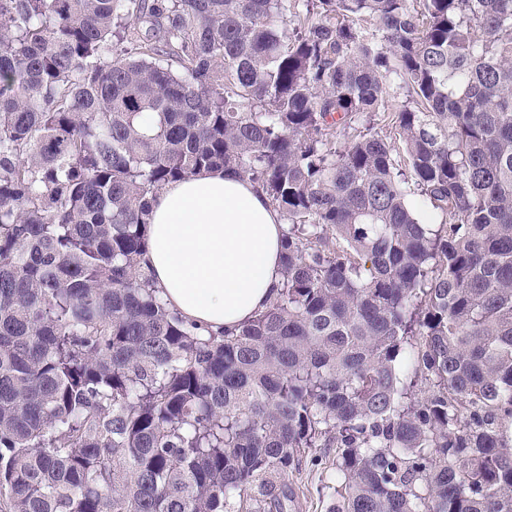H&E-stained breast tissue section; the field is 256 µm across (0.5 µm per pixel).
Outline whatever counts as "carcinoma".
I'll return each instance as SVG.
<instances>
[{
	"mask_svg": "<svg viewBox=\"0 0 512 512\" xmlns=\"http://www.w3.org/2000/svg\"><path fill=\"white\" fill-rule=\"evenodd\" d=\"M218 167L283 275L205 333L141 256ZM306 448L332 512H512V0H0V512H283Z\"/></svg>",
	"mask_w": 512,
	"mask_h": 512,
	"instance_id": "1",
	"label": "carcinoma"
}]
</instances>
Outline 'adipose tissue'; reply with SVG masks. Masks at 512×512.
<instances>
[{
	"label": "adipose tissue",
	"mask_w": 512,
	"mask_h": 512,
	"mask_svg": "<svg viewBox=\"0 0 512 512\" xmlns=\"http://www.w3.org/2000/svg\"><path fill=\"white\" fill-rule=\"evenodd\" d=\"M283 230L261 187L205 171L153 198L141 263L170 307L218 332L270 303L282 279Z\"/></svg>",
	"instance_id": "1"
}]
</instances>
